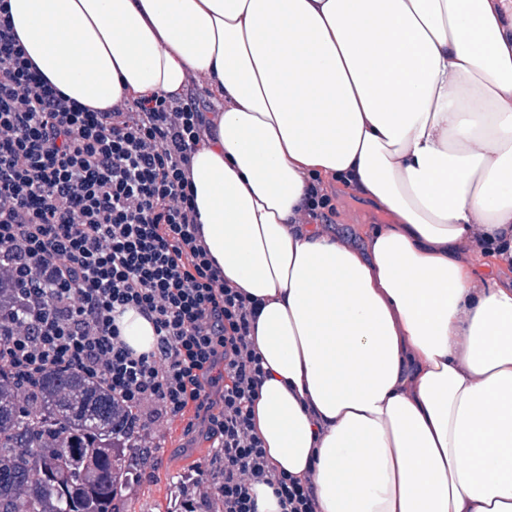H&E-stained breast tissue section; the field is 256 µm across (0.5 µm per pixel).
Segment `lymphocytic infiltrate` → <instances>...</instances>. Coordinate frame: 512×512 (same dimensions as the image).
<instances>
[{"mask_svg": "<svg viewBox=\"0 0 512 512\" xmlns=\"http://www.w3.org/2000/svg\"><path fill=\"white\" fill-rule=\"evenodd\" d=\"M200 137L196 109L162 94L107 111L68 98L0 0V267L23 307L0 313V368L26 394L51 370L103 380L146 451L157 425L201 412L217 480L185 487L189 512L215 500L257 512L259 484L282 512H318L310 481L275 472L252 422L267 376L256 309L201 240L189 177ZM130 308L153 323L154 351L123 340Z\"/></svg>", "mask_w": 512, "mask_h": 512, "instance_id": "1", "label": "lymphocytic infiltrate"}]
</instances>
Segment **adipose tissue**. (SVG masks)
<instances>
[{"label": "adipose tissue", "instance_id": "adipose-tissue-1", "mask_svg": "<svg viewBox=\"0 0 512 512\" xmlns=\"http://www.w3.org/2000/svg\"><path fill=\"white\" fill-rule=\"evenodd\" d=\"M33 64L108 110L201 115L202 240L258 302L253 423L319 512H512V0H10ZM335 184L393 215L314 223Z\"/></svg>", "mask_w": 512, "mask_h": 512}]
</instances>
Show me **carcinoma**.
<instances>
[{"mask_svg":"<svg viewBox=\"0 0 512 512\" xmlns=\"http://www.w3.org/2000/svg\"><path fill=\"white\" fill-rule=\"evenodd\" d=\"M15 390L0 369V512H126L132 450L105 384L50 371L31 412L17 407Z\"/></svg>","mask_w":512,"mask_h":512,"instance_id":"carcinoma-1","label":"carcinoma"}]
</instances>
